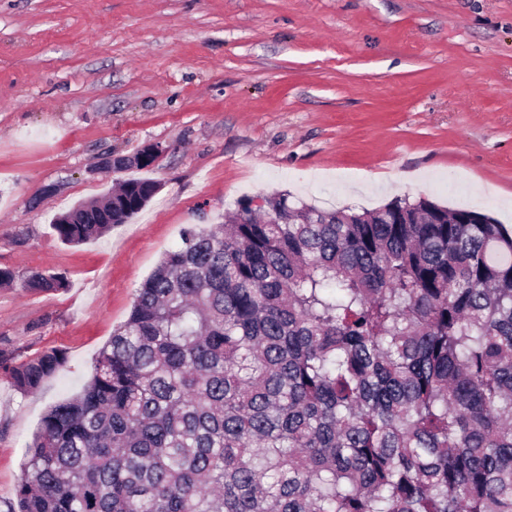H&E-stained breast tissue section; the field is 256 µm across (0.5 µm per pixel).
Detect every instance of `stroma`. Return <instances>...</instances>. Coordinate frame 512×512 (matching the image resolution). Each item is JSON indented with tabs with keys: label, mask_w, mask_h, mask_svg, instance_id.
Listing matches in <instances>:
<instances>
[{
	"label": "stroma",
	"mask_w": 512,
	"mask_h": 512,
	"mask_svg": "<svg viewBox=\"0 0 512 512\" xmlns=\"http://www.w3.org/2000/svg\"><path fill=\"white\" fill-rule=\"evenodd\" d=\"M150 145L154 198L62 243L53 218L115 184L93 166ZM283 193L358 211L426 197L511 229L512 0H0V268L19 276L0 286V351L68 356L26 395L0 371V503L185 229ZM31 269L68 286L27 291Z\"/></svg>",
	"instance_id": "35a3bbf8"
}]
</instances>
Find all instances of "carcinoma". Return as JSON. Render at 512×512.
I'll list each match as a JSON object with an SVG mask.
<instances>
[{
	"label": "carcinoma",
	"instance_id": "obj_1",
	"mask_svg": "<svg viewBox=\"0 0 512 512\" xmlns=\"http://www.w3.org/2000/svg\"><path fill=\"white\" fill-rule=\"evenodd\" d=\"M159 188L125 180L53 229L84 244ZM66 363L0 356L24 395ZM3 507L512 512V234L427 198L360 213L286 194L187 228L43 415Z\"/></svg>",
	"mask_w": 512,
	"mask_h": 512
}]
</instances>
